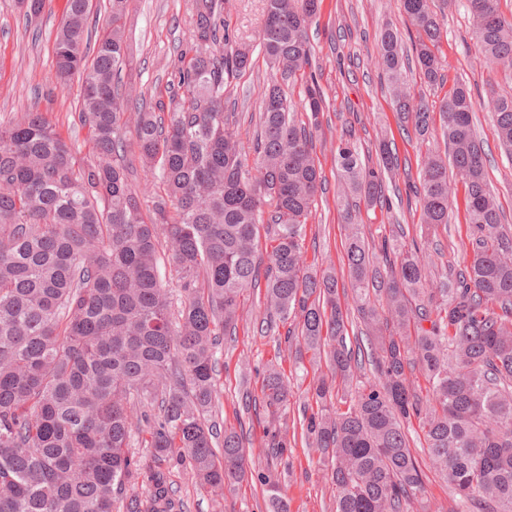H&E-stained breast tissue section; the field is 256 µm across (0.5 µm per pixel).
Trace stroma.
<instances>
[{"instance_id":"obj_1","label":"stroma","mask_w":512,"mask_h":512,"mask_svg":"<svg viewBox=\"0 0 512 512\" xmlns=\"http://www.w3.org/2000/svg\"><path fill=\"white\" fill-rule=\"evenodd\" d=\"M65 0H46L35 21L26 22L16 0H0V122L8 123L20 113L40 110L46 113L74 147L78 160L89 159L92 145L86 129L76 115L81 85L71 81L58 86L54 79L53 43ZM434 9L443 17L447 34L438 53L445 64L443 82L430 85L418 75H410L407 89L438 109L455 82L463 81L481 94H512V76L487 65L472 37L466 0H434ZM265 0H228L227 19L232 29L250 44H257L262 27ZM399 31L408 25L402 0H322L321 8L308 26L313 47L312 69L327 95L328 111L321 128L314 134L313 157L321 169L324 185L314 199L306 227L305 251L308 262L319 268L343 270L346 264L344 239L349 231L342 217L340 187L336 169V147L340 139L352 138L361 153L373 151L382 138L396 140L400 157L410 169L420 167L427 147L417 140L401 137L392 105L391 92L378 77L374 66L378 34L385 23ZM191 15L187 0H131L126 25L127 54L130 65L121 77L127 93L150 100L166 97L172 81L174 61L189 39ZM252 72L233 84L226 95L233 103L238 132L245 151H252L257 126L261 88L268 68L261 53H254ZM475 132L492 155L487 179L512 225V155L500 148L494 113L488 102L475 108ZM455 202L449 213L448 234L441 239L436 268L463 265V249L468 242L469 218L465 190L454 183ZM419 221L416 205L393 201L391 207L365 208L360 228L368 240L390 236L396 223ZM240 320L234 340L224 341L216 353L218 385L222 390L219 422L228 428H243L254 448L248 459L250 468L263 470L278 479L288 501V512H333V490L317 470V455L301 437L298 412L307 401V390L318 377L326 375L325 361L304 360L296 364L289 353L279 352L273 337L262 335L258 326L265 310L263 291L250 288L241 297ZM281 359L286 374L292 377L293 395L287 410V459L262 455L269 436L279 422L267 412L244 415L239 389L249 380L252 391H259L262 371L268 361ZM408 436L411 448L422 467L428 468L424 502L431 512H451L454 492L448 483L429 468L424 434L418 423H411ZM172 480L186 505V512H266L262 490L249 482L215 494L196 485L188 466H174Z\"/></svg>"}]
</instances>
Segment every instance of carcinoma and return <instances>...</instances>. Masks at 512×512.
Returning <instances> with one entry per match:
<instances>
[{
    "label": "carcinoma",
    "mask_w": 512,
    "mask_h": 512,
    "mask_svg": "<svg viewBox=\"0 0 512 512\" xmlns=\"http://www.w3.org/2000/svg\"><path fill=\"white\" fill-rule=\"evenodd\" d=\"M189 2L190 44L177 54L168 99L152 103L132 100L116 81L127 66L130 0H108L95 40L90 0H66L55 77L61 85L81 79L78 121L90 135V159L78 161L38 110L0 123V512H185L169 470L183 459L201 487L218 492L252 479L281 512L279 486L247 468L253 449L244 432L220 429L213 415L216 350L235 334L241 295L261 280V332L286 326L277 342L296 364L309 353L329 367L299 424L319 452L336 512H409L423 501L426 474L407 432L414 419L432 467L455 491L452 512H512V234L488 186L473 89L459 83L442 101L444 153H431L419 181L408 183L429 234L448 232V168L465 184L471 234L463 268L428 278L440 249L400 224L377 245L365 241L360 203L390 207L399 156L383 139L376 162H366L343 139L336 161L351 224L347 268L314 269L304 251L323 184L313 130L329 106L305 70L320 0H266L260 48L270 72L251 159L224 93L252 69L253 51L235 42L228 0ZM431 2L403 0V8L417 32L414 64L433 85L444 79V24ZM499 2L467 5L483 58L512 73V15ZM379 42L377 69L398 118L424 139L434 110L404 93L401 33L388 25ZM300 78L305 119L285 92ZM132 101L143 171L164 185L152 201L128 179L123 128ZM490 103L512 154V96ZM259 224L272 226L263 271ZM163 261L184 294L175 311L159 278ZM341 280L364 325L353 344ZM366 369L373 380H358ZM415 371L428 383L424 399L410 381ZM260 392L266 408L287 411L290 381L278 365H266ZM142 424L148 439L134 452L131 432ZM267 449L283 458L287 434H272Z\"/></svg>",
    "instance_id": "carcinoma-1"
}]
</instances>
